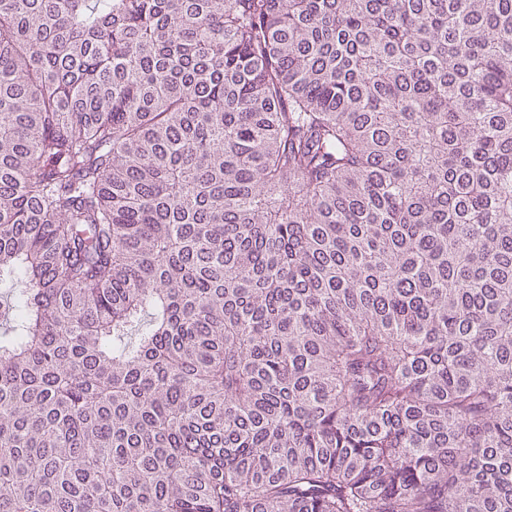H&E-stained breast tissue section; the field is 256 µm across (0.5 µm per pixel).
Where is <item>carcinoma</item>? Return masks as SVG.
<instances>
[{"instance_id":"obj_1","label":"carcinoma","mask_w":512,"mask_h":512,"mask_svg":"<svg viewBox=\"0 0 512 512\" xmlns=\"http://www.w3.org/2000/svg\"><path fill=\"white\" fill-rule=\"evenodd\" d=\"M0 512H512V0H0Z\"/></svg>"}]
</instances>
